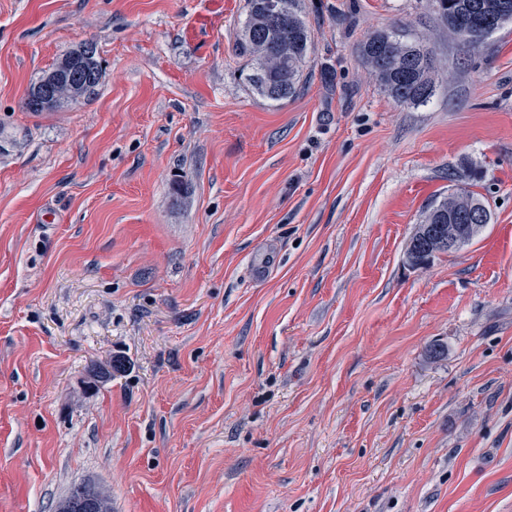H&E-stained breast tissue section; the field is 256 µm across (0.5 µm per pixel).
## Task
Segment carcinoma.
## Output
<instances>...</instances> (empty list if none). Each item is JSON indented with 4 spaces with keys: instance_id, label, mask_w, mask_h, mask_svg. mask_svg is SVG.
Returning a JSON list of instances; mask_svg holds the SVG:
<instances>
[{
    "instance_id": "1",
    "label": "carcinoma",
    "mask_w": 512,
    "mask_h": 512,
    "mask_svg": "<svg viewBox=\"0 0 512 512\" xmlns=\"http://www.w3.org/2000/svg\"><path fill=\"white\" fill-rule=\"evenodd\" d=\"M472 0H436L437 10L448 32L458 36V29H469V35L460 41L475 49L491 31L481 27L470 11ZM483 14L498 17L501 23L512 21V0H479ZM261 0H248L249 13L245 21L238 51L251 60L248 81L262 96L272 100H286L295 95L301 66L307 57L311 37L305 22L293 9L277 28L266 25L260 6ZM366 65L380 85L397 102L421 104L434 93L431 74L434 70L433 51L425 44L409 40L398 33L381 32L362 46ZM466 175L452 170L448 181L454 191L441 199L443 212L426 211L422 223L436 224L444 214L474 205L478 196L467 189Z\"/></svg>"
}]
</instances>
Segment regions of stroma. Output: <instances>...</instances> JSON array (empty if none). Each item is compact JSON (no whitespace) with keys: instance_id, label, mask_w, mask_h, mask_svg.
<instances>
[{"instance_id":"stroma-1","label":"stroma","mask_w":512,"mask_h":512,"mask_svg":"<svg viewBox=\"0 0 512 512\" xmlns=\"http://www.w3.org/2000/svg\"><path fill=\"white\" fill-rule=\"evenodd\" d=\"M246 5L0 0V512H512V22L473 51L435 0H293L273 102ZM380 32L432 49L427 103ZM87 41L96 94L27 111ZM452 169L491 221L411 267ZM288 2V16L280 27L269 28L285 18V0H248L249 13L245 21L238 51L251 60L248 81L262 96L281 101L297 92L301 66L307 57L311 37L305 22ZM366 65L398 103H425L434 93L433 51L398 33L381 32L362 47ZM56 512H112V502L102 488L83 482L57 503Z\"/></svg>"}]
</instances>
